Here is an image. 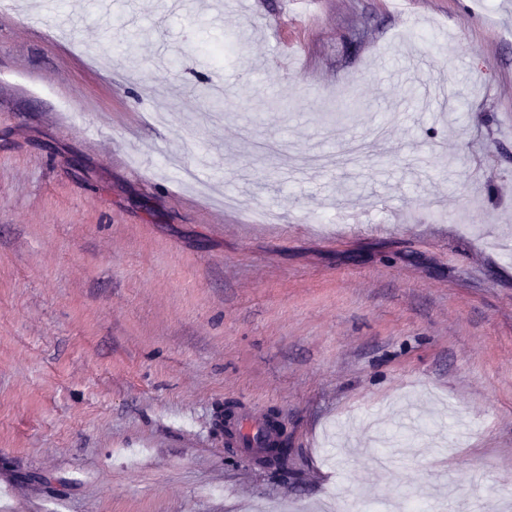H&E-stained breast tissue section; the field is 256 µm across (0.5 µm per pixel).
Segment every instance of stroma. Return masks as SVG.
Returning <instances> with one entry per match:
<instances>
[{
	"instance_id": "stroma-1",
	"label": "stroma",
	"mask_w": 512,
	"mask_h": 512,
	"mask_svg": "<svg viewBox=\"0 0 512 512\" xmlns=\"http://www.w3.org/2000/svg\"><path fill=\"white\" fill-rule=\"evenodd\" d=\"M185 2L0 20V512H512V0Z\"/></svg>"
}]
</instances>
